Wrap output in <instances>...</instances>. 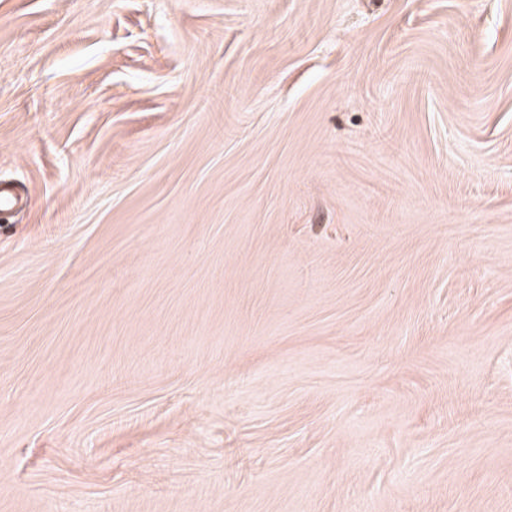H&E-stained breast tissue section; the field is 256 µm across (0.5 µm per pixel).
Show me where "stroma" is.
<instances>
[{
    "instance_id": "obj_1",
    "label": "stroma",
    "mask_w": 512,
    "mask_h": 512,
    "mask_svg": "<svg viewBox=\"0 0 512 512\" xmlns=\"http://www.w3.org/2000/svg\"><path fill=\"white\" fill-rule=\"evenodd\" d=\"M0 512H512V0H0Z\"/></svg>"
}]
</instances>
